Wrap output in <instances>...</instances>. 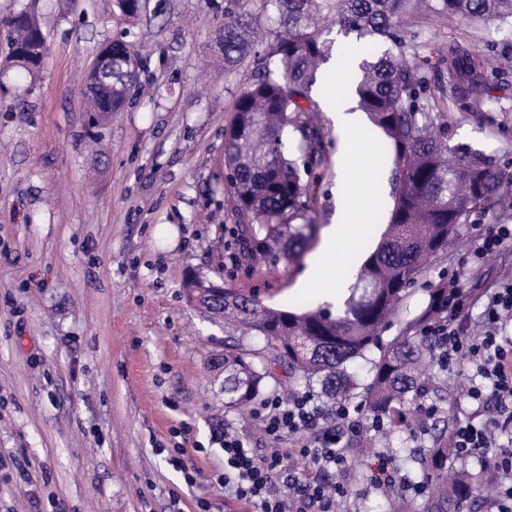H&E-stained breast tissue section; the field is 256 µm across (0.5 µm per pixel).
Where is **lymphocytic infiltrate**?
Instances as JSON below:
<instances>
[{"label":"lymphocytic infiltrate","mask_w":512,"mask_h":512,"mask_svg":"<svg viewBox=\"0 0 512 512\" xmlns=\"http://www.w3.org/2000/svg\"><path fill=\"white\" fill-rule=\"evenodd\" d=\"M462 304L460 296L449 298L450 320L440 331L448 367L472 371L479 382L469 398L491 396L502 415L478 424L461 421L452 446L458 456L486 460L497 486L490 512H512V449L498 442L504 419L512 420V336L506 332L512 325V282L488 295L484 328L477 335H465L455 320ZM256 415L276 446L260 456L244 437L224 431L225 495L252 505L253 512H334L347 493L346 445L361 431L350 404L337 402L329 413L313 394L303 393L262 401Z\"/></svg>","instance_id":"1"}]
</instances>
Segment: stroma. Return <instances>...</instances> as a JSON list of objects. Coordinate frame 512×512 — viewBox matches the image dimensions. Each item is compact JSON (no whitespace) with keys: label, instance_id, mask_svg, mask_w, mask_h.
I'll use <instances>...</instances> for the list:
<instances>
[{"label":"stroma","instance_id":"1","mask_svg":"<svg viewBox=\"0 0 512 512\" xmlns=\"http://www.w3.org/2000/svg\"><path fill=\"white\" fill-rule=\"evenodd\" d=\"M48 53L34 89L0 75V512H249L225 497L215 432L269 442L250 410L230 409L211 358L229 331L190 306L187 270L279 307L306 298L303 279L344 201L337 192L340 134L317 96L325 162L305 175L310 226L296 237L237 217L225 181L224 130L256 63L228 71L216 45L228 14H251L263 49L272 25L262 0H147L136 22L114 0H40ZM412 62L430 91L448 85V49L461 37L491 60L477 99L451 103L439 132L512 173V29L450 24L417 11L404 19ZM125 36L139 56L123 111L91 124L81 72L103 41ZM487 219L459 225L383 333L401 335L447 279L469 294L460 312L478 325L482 294L512 280V251L474 262ZM352 448L348 512H385L372 466L388 449L426 448L425 431L372 435ZM180 458L181 467L171 464Z\"/></svg>","mask_w":512,"mask_h":512}]
</instances>
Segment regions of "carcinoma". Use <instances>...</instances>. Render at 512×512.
<instances>
[{"instance_id": "cac0c4a2", "label": "carcinoma", "mask_w": 512, "mask_h": 512, "mask_svg": "<svg viewBox=\"0 0 512 512\" xmlns=\"http://www.w3.org/2000/svg\"><path fill=\"white\" fill-rule=\"evenodd\" d=\"M272 8L273 38L265 45L262 72L238 96L234 119L224 132V163L235 211L250 224L274 229L290 224L309 208L301 172L323 161V134L300 120L315 106L311 93L319 71L336 51L338 38L355 36L358 53L351 60L348 83L357 107L385 135L382 160L394 179L384 201L386 229L375 249L361 263L343 306L312 309L304 301L269 307L233 288H224V302L202 308L242 335L263 339L260 349L235 347L218 356L224 375V406L243 408L264 389L269 365L288 370V377L309 388L319 385L331 401H349L364 392V407L393 429L420 425L416 402H448V383L440 374L438 337L431 328L448 322V296L456 289L442 283L427 289L428 297L408 330L384 344L379 329L395 313L431 260L448 250L456 227L471 216H505L512 208V177L507 179L480 155L458 154L431 135L437 101L422 103L423 81L406 61L402 16L419 8L450 20L512 26V0H263ZM121 14L134 21L143 12L141 0H116ZM10 30L8 62L36 80L47 52V34L34 5L0 20ZM250 22L242 15L224 24L220 38L224 70L240 65L252 52ZM112 83L91 86L84 75L86 107L100 123L107 112L123 109L138 62L125 41L112 43ZM478 53L457 43L448 55V87L462 90L483 78ZM302 135L303 164L286 153L292 133ZM371 364L367 382L348 372L357 360ZM449 417L435 419L433 444L417 458L411 448L397 456L419 463L427 492L420 512H461L464 503L482 495L483 484L465 467L448 466Z\"/></svg>"}]
</instances>
